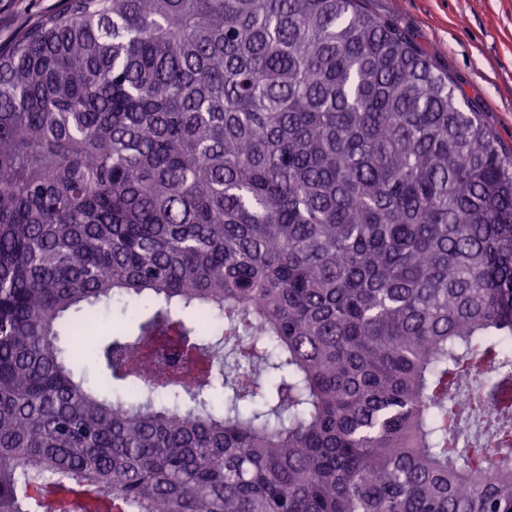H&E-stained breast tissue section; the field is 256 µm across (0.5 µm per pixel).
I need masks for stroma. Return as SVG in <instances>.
Returning a JSON list of instances; mask_svg holds the SVG:
<instances>
[{"mask_svg": "<svg viewBox=\"0 0 512 512\" xmlns=\"http://www.w3.org/2000/svg\"><path fill=\"white\" fill-rule=\"evenodd\" d=\"M59 0H0V44ZM405 31L512 150V0H369Z\"/></svg>", "mask_w": 512, "mask_h": 512, "instance_id": "1", "label": "stroma"}]
</instances>
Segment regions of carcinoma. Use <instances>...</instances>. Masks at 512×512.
I'll return each mask as SVG.
<instances>
[{
  "mask_svg": "<svg viewBox=\"0 0 512 512\" xmlns=\"http://www.w3.org/2000/svg\"><path fill=\"white\" fill-rule=\"evenodd\" d=\"M101 496L512 512V156L367 0H61L0 45V512Z\"/></svg>",
  "mask_w": 512,
  "mask_h": 512,
  "instance_id": "carcinoma-1",
  "label": "carcinoma"
}]
</instances>
